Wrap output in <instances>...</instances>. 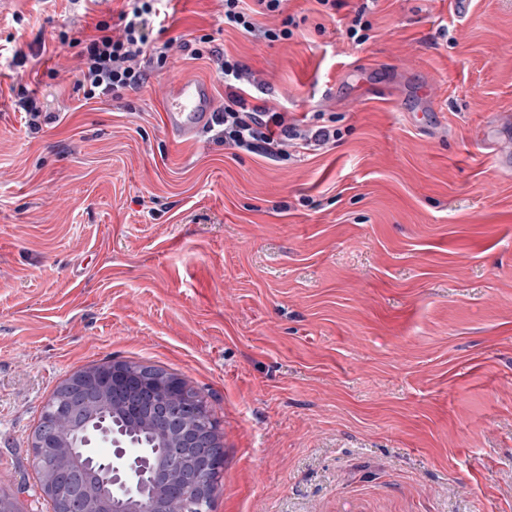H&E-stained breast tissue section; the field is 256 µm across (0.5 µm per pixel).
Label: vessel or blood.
Masks as SVG:
<instances>
[{"instance_id":"b4317fda","label":"vessel or blood","mask_w":512,"mask_h":512,"mask_svg":"<svg viewBox=\"0 0 512 512\" xmlns=\"http://www.w3.org/2000/svg\"><path fill=\"white\" fill-rule=\"evenodd\" d=\"M164 130L171 142L199 138L212 126L218 112L209 81L180 78L170 82L163 100ZM500 168L512 169V114L501 116L484 135Z\"/></svg>"}]
</instances>
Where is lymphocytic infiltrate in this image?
Listing matches in <instances>:
<instances>
[{
  "label": "lymphocytic infiltrate",
  "mask_w": 512,
  "mask_h": 512,
  "mask_svg": "<svg viewBox=\"0 0 512 512\" xmlns=\"http://www.w3.org/2000/svg\"><path fill=\"white\" fill-rule=\"evenodd\" d=\"M165 0H124L117 22L98 21L95 33L80 42V61L75 93L83 103L118 99L141 89L151 72L163 69L172 48L189 50L191 59L204 57L203 45L211 35L200 38L199 48L178 36L155 44L153 32H165L169 12ZM225 30L240 31L269 43L291 39L297 21L285 12V0H222ZM268 24H260V17ZM227 90L213 129L225 148L261 155L275 162L291 159L297 150H318L336 139L337 130L323 122V113H313L312 124L290 121L275 107L251 105L241 93L243 85L260 86L256 73L230 53L217 58Z\"/></svg>",
  "instance_id": "1"
}]
</instances>
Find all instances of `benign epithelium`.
<instances>
[{
	"label": "benign epithelium",
	"mask_w": 512,
	"mask_h": 512,
	"mask_svg": "<svg viewBox=\"0 0 512 512\" xmlns=\"http://www.w3.org/2000/svg\"><path fill=\"white\" fill-rule=\"evenodd\" d=\"M156 382L152 375L128 364L114 363L103 370H86L67 383L74 398L95 393H125L152 408L156 416L171 426L181 446L195 448L211 459L213 469H220L224 448L213 428L201 433L193 426L195 408L186 395V386L175 376L164 379L163 399L155 396ZM70 416L51 411L46 426L39 433L36 452L42 460L56 453L62 439L61 426ZM71 462L74 468L96 475L100 493L108 499L110 512H163L152 495L147 493L153 476L141 465L143 450L118 439L104 425V417L88 419L80 432L74 434Z\"/></svg>",
	"instance_id": "7a95c632"
}]
</instances>
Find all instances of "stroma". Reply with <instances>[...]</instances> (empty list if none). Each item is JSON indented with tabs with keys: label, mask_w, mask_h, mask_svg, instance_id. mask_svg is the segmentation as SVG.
<instances>
[{
	"label": "stroma",
	"mask_w": 512,
	"mask_h": 512,
	"mask_svg": "<svg viewBox=\"0 0 512 512\" xmlns=\"http://www.w3.org/2000/svg\"><path fill=\"white\" fill-rule=\"evenodd\" d=\"M361 0L269 44L219 32L218 0H171L260 74L256 104L335 117L336 142L275 163L211 134L172 144L168 82L216 59L171 49L122 99L79 105L76 50L122 0H0V494L54 512L32 434L57 386L114 361L205 395L224 445L211 512H512V172L483 132L512 113V0ZM372 67L368 84L349 75ZM56 68L49 78L47 68ZM22 80L49 118L28 130ZM440 88L439 122L415 86ZM376 0H365L366 3L360 5L355 11L353 17L349 20L345 35L356 46L363 45L370 39L369 31L372 24L366 19V15L370 10L368 2Z\"/></svg>",
	"instance_id": "1"
}]
</instances>
